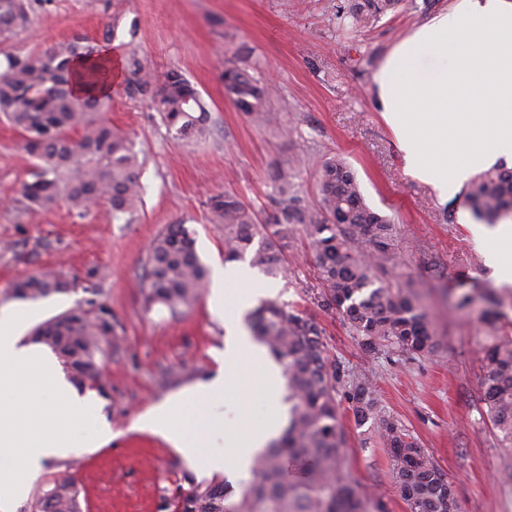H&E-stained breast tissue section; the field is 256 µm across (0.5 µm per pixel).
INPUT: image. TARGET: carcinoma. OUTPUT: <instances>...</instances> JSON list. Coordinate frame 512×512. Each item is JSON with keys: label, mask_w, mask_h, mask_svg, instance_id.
<instances>
[{"label": "carcinoma", "mask_w": 512, "mask_h": 512, "mask_svg": "<svg viewBox=\"0 0 512 512\" xmlns=\"http://www.w3.org/2000/svg\"><path fill=\"white\" fill-rule=\"evenodd\" d=\"M403 0H337L336 29H364ZM31 0H0V40L31 23ZM0 113L18 130L35 159L21 187L24 210L38 213L67 199L87 210L101 202L112 218L142 204V162L130 141L103 117L109 99L98 94L108 71L96 44L84 36L59 42L36 56L0 49ZM251 68L224 62V88L236 106L261 128L279 125L269 108L268 84ZM127 89L149 95L169 131L201 136L209 112L197 86L171 70L160 78L133 59L126 65ZM299 165L272 174L271 223L260 224L255 209L239 197L217 193L208 201V221L224 230V260H249L253 268L276 276L285 269L288 250L303 238L316 261L319 288L311 302L324 311L342 312L349 331L366 354L389 361L415 359L437 351L430 315L415 292L384 280L396 262L393 225L370 208L354 170L329 158L319 168V200L307 206L294 179ZM466 201L474 217L494 224L512 216V168L488 169L471 182ZM207 276L194 234L170 224L151 243L142 276L146 307L171 313L192 307ZM67 284L43 272L13 285V295L39 300L64 293ZM74 308L38 327L35 335L58 358L80 387L104 389L97 355L113 335L112 315L103 304ZM253 336L286 364L288 427L259 457L254 480L242 488L233 508L225 500L230 485L220 477L199 483L184 475L187 487L162 506V512H387L380 497L360 494L340 476L346 435L342 410L358 426L370 424L386 448L394 479L409 512H461L454 489L417 440L381 404L373 375L355 373L336 359L321 325L294 306L264 302L251 314ZM481 387L494 428L512 443V336H494L485 347ZM286 459L307 465L301 483L283 480ZM80 489L70 474L55 477L36 501L37 512H79Z\"/></svg>", "instance_id": "cac0c4a2"}]
</instances>
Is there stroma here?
Masks as SVG:
<instances>
[{"mask_svg": "<svg viewBox=\"0 0 512 512\" xmlns=\"http://www.w3.org/2000/svg\"><path fill=\"white\" fill-rule=\"evenodd\" d=\"M454 0H404L373 27L338 34L330 20L336 0H35L30 26L9 50L38 54L81 34L112 62L105 114L143 161V206L132 220L114 219L107 204L80 213L68 200L50 211L25 213L20 186L32 159L21 133L0 117V310L23 313L25 336L93 299L112 311L115 334L99 355L106 391L88 427L107 424L110 442L79 456L52 460L31 482L16 512H34L45 482L69 472L80 489L81 512H160L188 467L160 436L134 430L138 416L222 368L224 319L203 287L192 308L174 316L146 310L140 293L143 260L167 225L194 230L208 269L224 263V233L207 220L219 191L258 207L268 204L271 173L306 159L296 184L308 204L318 199L322 160L338 157L356 172L367 204L396 227L393 277L422 298L439 345L436 354L391 363L369 358L342 315L314 310L330 351L353 371L369 370L382 405L417 439L452 484L462 512H512V446L501 442L482 401L483 349L494 331L512 334V284L493 275L485 224L464 190L441 199L430 183L405 171L395 133L375 108L372 76L394 44L446 10ZM137 59L155 75L183 72L211 114L206 136L176 138L148 97L125 89V66ZM259 61L272 80L275 129L254 126L224 90L225 59ZM70 283L38 301L12 295L15 282L44 270ZM274 301L303 304L316 287L315 262L304 245L272 278ZM502 301L497 326L485 318L487 294ZM468 307H457L461 295ZM343 474L359 492L382 495L389 512H408L390 459L368 427L343 413Z\"/></svg>", "mask_w": 512, "mask_h": 512, "instance_id": "obj_1", "label": "stroma"}]
</instances>
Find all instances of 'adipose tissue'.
Returning a JSON list of instances; mask_svg holds the SVG:
<instances>
[{
	"mask_svg": "<svg viewBox=\"0 0 512 512\" xmlns=\"http://www.w3.org/2000/svg\"><path fill=\"white\" fill-rule=\"evenodd\" d=\"M375 102L394 130L407 171L429 182L441 197L455 192L475 170L512 159V0H456L396 44L373 75ZM268 284L241 266L217 268L210 307L247 308L270 295ZM224 368L212 381L184 391L196 402L191 428L174 424L166 402L139 415L135 426L162 436L196 472H223L229 483L248 477L257 453L276 437L288 416L281 392L268 391L269 415L258 426L221 411L218 400L238 401L279 379L280 369L251 339L241 319L225 325ZM23 323L0 313V512H15L32 478L49 460L112 438L98 428L75 439L90 401L77 398L58 375L54 359L22 341ZM259 366L243 374L242 364ZM234 451L225 463L223 448Z\"/></svg>",
	"mask_w": 512,
	"mask_h": 512,
	"instance_id": "1",
	"label": "adipose tissue"
}]
</instances>
